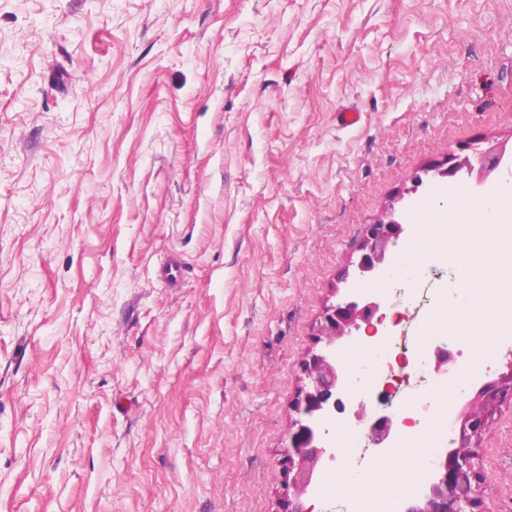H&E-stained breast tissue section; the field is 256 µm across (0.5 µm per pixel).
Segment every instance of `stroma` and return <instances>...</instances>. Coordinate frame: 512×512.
<instances>
[{
  "label": "stroma",
  "mask_w": 512,
  "mask_h": 512,
  "mask_svg": "<svg viewBox=\"0 0 512 512\" xmlns=\"http://www.w3.org/2000/svg\"><path fill=\"white\" fill-rule=\"evenodd\" d=\"M492 145L512 0H0V512H283L315 325L390 288L346 274L368 225L400 257L449 194L487 206L502 179L452 171ZM507 372L454 407L482 512H512Z\"/></svg>",
  "instance_id": "obj_1"
}]
</instances>
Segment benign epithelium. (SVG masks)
Here are the masks:
<instances>
[{"label":"benign epithelium","instance_id":"benign-epithelium-1","mask_svg":"<svg viewBox=\"0 0 512 512\" xmlns=\"http://www.w3.org/2000/svg\"><path fill=\"white\" fill-rule=\"evenodd\" d=\"M504 151L491 145L478 157L480 176L497 171L502 163ZM403 232L395 219L382 220L369 226L363 243V254L358 262V271L378 273L387 268L392 256V247ZM382 301L376 297L357 300L344 295L342 300L326 307L317 323L314 336L323 344L318 351H310L305 362V373L309 380L307 389L296 406L298 418L288 431V447L294 455L288 456V478L286 491L288 509L285 512H313L312 506L303 501L311 486L320 478L326 460L331 458L332 444L328 430H320L317 421L326 411L342 410L343 404L340 378L342 369L336 362L332 348L343 339L362 334L375 333V323L384 319ZM433 373L446 375L454 369V359L447 348L437 346L431 358ZM358 421L369 420L368 438L376 448L382 447L385 439L394 431L396 422L390 415L367 418V408L360 406L355 412ZM483 427L482 415L466 416L459 429L458 446L438 463L435 481L423 497L408 503L406 512H477L478 491L484 476L474 461V453L468 446L469 439Z\"/></svg>","mask_w":512,"mask_h":512}]
</instances>
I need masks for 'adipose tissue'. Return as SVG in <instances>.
<instances>
[{"label": "adipose tissue", "instance_id": "obj_1", "mask_svg": "<svg viewBox=\"0 0 512 512\" xmlns=\"http://www.w3.org/2000/svg\"><path fill=\"white\" fill-rule=\"evenodd\" d=\"M416 231L429 247L410 254L405 263L417 268L425 262H447L458 270L456 303L441 319L425 322L421 344L442 332L445 323L466 317L470 334L484 337L512 335V230L490 233L477 222L444 223L417 220ZM354 512H388L392 488L378 467H367L344 478Z\"/></svg>", "mask_w": 512, "mask_h": 512}]
</instances>
